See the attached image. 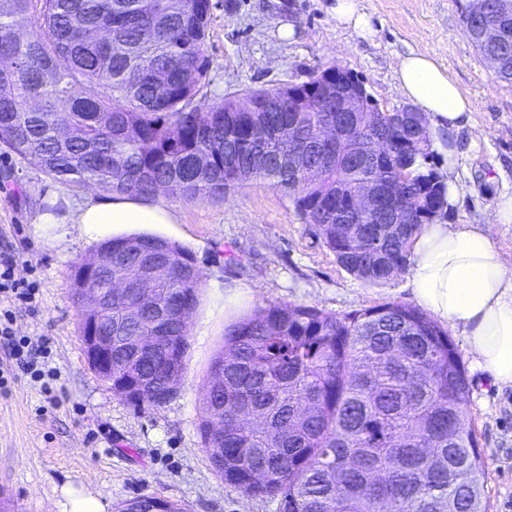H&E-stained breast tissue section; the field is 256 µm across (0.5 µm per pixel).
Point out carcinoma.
<instances>
[{
	"instance_id": "obj_1",
	"label": "carcinoma",
	"mask_w": 512,
	"mask_h": 512,
	"mask_svg": "<svg viewBox=\"0 0 512 512\" xmlns=\"http://www.w3.org/2000/svg\"><path fill=\"white\" fill-rule=\"evenodd\" d=\"M497 17L512 83V6ZM212 0H0V144L55 180L95 184L148 200L164 191L222 200L253 180L288 194L339 265L376 284L408 267L410 241L433 207L448 205L423 116L359 113L357 138L390 140L393 156L354 168L305 148L303 180L288 143L315 139L336 120V95L307 84L263 88L271 104L243 112L232 97L202 110ZM35 21L27 38L20 18ZM378 179L388 208L414 223L351 216L360 183ZM112 278L134 283L139 257L160 260L150 295L112 294V384L138 403L163 405L184 373L202 273L179 244L152 234L112 237ZM136 336H160L138 351ZM199 429L224 484L274 499L279 512H470L485 469L466 425L469 382L448 336L421 310L385 303L337 317L316 306L272 303L224 333L210 364Z\"/></svg>"
}]
</instances>
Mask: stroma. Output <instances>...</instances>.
<instances>
[{
	"mask_svg": "<svg viewBox=\"0 0 512 512\" xmlns=\"http://www.w3.org/2000/svg\"><path fill=\"white\" fill-rule=\"evenodd\" d=\"M206 38L207 84L201 108L247 89L301 83L340 65L362 79L385 109L403 106L393 62L417 52L446 68L471 99L474 130L458 133L454 175L465 189L444 211L451 224H489L512 260V223L490 224L501 196L512 195V84L495 79L466 35L456 0H360L372 38L340 27L335 0H212ZM97 187L64 183L0 146V247L19 254L17 278L36 283L32 305L14 309L16 335L50 339L51 391L23 377L0 388V512H60L71 487L98 497L106 512L127 500L160 496L188 512H277L274 500L249 497L215 472L199 432L203 386L230 317L271 303L313 305L336 316L395 302L413 305L407 274L370 284L350 275L303 223L285 193L254 181L221 200L187 202L167 194L147 201L161 224H117L112 235L155 233L180 243L203 273L192 317L182 385L161 406H135L90 369L72 290L77 261L99 240L69 221L73 209L103 197ZM57 224H39L45 212ZM469 380L468 419L485 464L486 512H512V389L500 390L476 361L461 329L449 328Z\"/></svg>",
	"mask_w": 512,
	"mask_h": 512,
	"instance_id": "obj_1",
	"label": "stroma"
}]
</instances>
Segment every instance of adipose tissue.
<instances>
[{
    "label": "adipose tissue",
    "instance_id": "adipose-tissue-1",
    "mask_svg": "<svg viewBox=\"0 0 512 512\" xmlns=\"http://www.w3.org/2000/svg\"><path fill=\"white\" fill-rule=\"evenodd\" d=\"M394 76L400 96L429 117L432 146L447 162L443 182L448 200L457 202L463 187L453 175L454 135L474 125L471 100L425 54L397 56ZM71 219L93 236L114 224H148L159 216L127 203L91 200ZM412 253L408 286L413 298L434 318L462 328L493 385L512 389V262L495 247L488 228L435 219L422 225Z\"/></svg>",
    "mask_w": 512,
    "mask_h": 512
}]
</instances>
